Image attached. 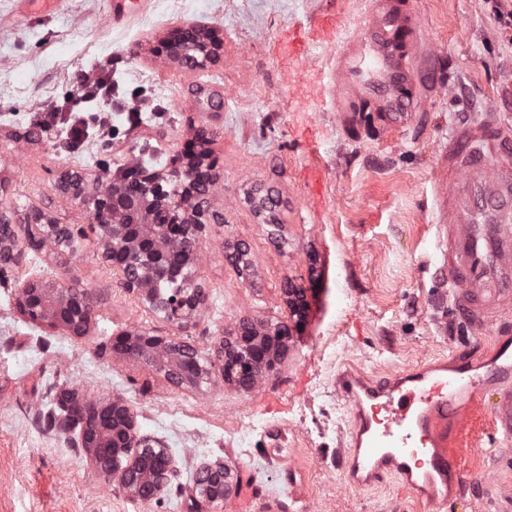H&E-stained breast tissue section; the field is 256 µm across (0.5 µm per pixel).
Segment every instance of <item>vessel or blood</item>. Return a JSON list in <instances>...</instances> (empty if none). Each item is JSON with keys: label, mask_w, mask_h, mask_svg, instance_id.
Segmentation results:
<instances>
[{"label": "vessel or blood", "mask_w": 512, "mask_h": 512, "mask_svg": "<svg viewBox=\"0 0 512 512\" xmlns=\"http://www.w3.org/2000/svg\"><path fill=\"white\" fill-rule=\"evenodd\" d=\"M418 17L396 0H373L362 36L336 64L337 94H372L385 124L403 129L413 118L411 85L419 52ZM447 219L435 247L448 270L456 313L473 333L512 327V124L499 113L463 124L448 136L445 156ZM506 364L479 374L459 362L414 367L386 378L343 372L336 393L356 421L346 456L350 484L380 482L390 474L403 488L447 499L464 478L449 435L465 422L462 396H475L491 379L512 378V355L498 345ZM504 443L512 442V399L496 405Z\"/></svg>", "instance_id": "1"}]
</instances>
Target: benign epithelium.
<instances>
[{
    "label": "benign epithelium",
    "mask_w": 512,
    "mask_h": 512,
    "mask_svg": "<svg viewBox=\"0 0 512 512\" xmlns=\"http://www.w3.org/2000/svg\"><path fill=\"white\" fill-rule=\"evenodd\" d=\"M171 59L185 71L202 69L216 60L224 42L211 28L189 24L173 31L169 39ZM124 174L89 188L82 174L64 171L59 189L80 201L88 213L87 228L73 232L55 223L41 210L25 217L28 245L72 247L75 235L94 236L106 261L123 287L169 321L185 322L201 312L207 302L205 289L196 282L199 232L214 185L212 176L196 167L181 172L178 190H166L162 176L137 164ZM11 217L0 210V262L16 263L22 255ZM291 316L299 327L306 309L304 291L286 285ZM20 312L33 322L62 328L74 336L86 334L94 316L95 301L86 290L59 287L50 282L26 284L17 298ZM292 331L242 322L216 350L224 381L249 389L281 362L285 340ZM121 353L156 364L172 383L197 385L209 379L202 356L191 345L170 337L139 330L116 341ZM68 416L67 426L80 429L95 469L105 478L119 480L132 497L158 502L176 475L175 462L166 449L138 434L134 410L120 397L89 398L74 390L58 399ZM232 484L224 465L201 467L190 487L191 497L217 512Z\"/></svg>",
    "instance_id": "1"
}]
</instances>
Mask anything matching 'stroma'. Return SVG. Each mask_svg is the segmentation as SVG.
I'll use <instances>...</instances> for the list:
<instances>
[{"label":"stroma","instance_id":"obj_1","mask_svg":"<svg viewBox=\"0 0 512 512\" xmlns=\"http://www.w3.org/2000/svg\"><path fill=\"white\" fill-rule=\"evenodd\" d=\"M421 19L420 106L406 130L380 122L362 96L336 112L321 78L347 41L363 31L369 0H58L50 14H25L0 0V207L14 223L34 209L78 229L85 207L63 194L60 172L88 183L145 163L175 186L184 151L202 140L217 180L210 210L223 221L199 234L198 275L208 301L188 326L151 311L123 288L93 236L75 249H25L0 265V512H196L188 489L197 470L224 464L234 486L220 512H238L247 486L252 512H512V446L499 445L493 407L512 381L493 384L451 445L466 485L433 503L399 492L385 477L348 485L336 462L351 445L353 417L335 391L347 369L386 377L463 352L490 367L495 328L471 334L450 308L431 243L445 218L443 156L455 124L482 118L488 101L512 122V31L501 30L494 0H405ZM339 11L334 44L283 63L280 31L317 11ZM195 23L224 41L215 63L179 69L163 45ZM447 69V93L436 79ZM110 72L118 97L148 99L139 120L117 112L112 139L69 151L63 126L41 114L74 94L81 73ZM272 193L281 238L253 200ZM248 251L252 277L227 257ZM51 281L88 290L97 310L86 335L34 323L17 308L21 287ZM304 289L307 318L277 371L247 390L224 383L219 367L199 385H173L156 365L113 350L137 330L194 345L214 359L240 321L293 324L284 284ZM124 398L138 433L169 448L178 467L161 503L129 496L91 465L76 431L48 421L61 390Z\"/></svg>","mask_w":512,"mask_h":512}]
</instances>
